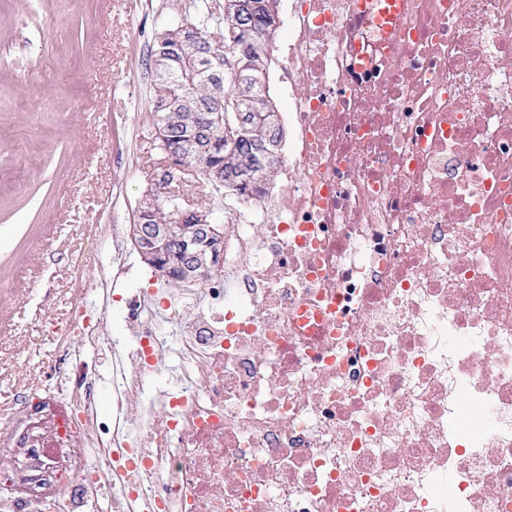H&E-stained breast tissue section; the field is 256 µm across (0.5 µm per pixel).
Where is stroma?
<instances>
[{
    "label": "stroma",
    "mask_w": 512,
    "mask_h": 512,
    "mask_svg": "<svg viewBox=\"0 0 512 512\" xmlns=\"http://www.w3.org/2000/svg\"><path fill=\"white\" fill-rule=\"evenodd\" d=\"M190 0H0V458L35 397L74 408L56 371L72 324L117 332L171 285L128 238L162 155L148 56Z\"/></svg>",
    "instance_id": "35a3bbf8"
}]
</instances>
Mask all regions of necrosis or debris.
Returning <instances> with one entry per match:
<instances>
[{
	"label": "necrosis or debris",
	"mask_w": 512,
	"mask_h": 512,
	"mask_svg": "<svg viewBox=\"0 0 512 512\" xmlns=\"http://www.w3.org/2000/svg\"><path fill=\"white\" fill-rule=\"evenodd\" d=\"M286 0L288 130L224 269L138 301L28 512H512V0ZM81 358L88 362L89 371L96 375L101 413L112 419V365L110 361L91 352H84Z\"/></svg>",
	"instance_id": "obj_1"
}]
</instances>
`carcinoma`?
Wrapping results in <instances>:
<instances>
[{"label":"carcinoma","instance_id":"1","mask_svg":"<svg viewBox=\"0 0 512 512\" xmlns=\"http://www.w3.org/2000/svg\"><path fill=\"white\" fill-rule=\"evenodd\" d=\"M278 0H192L195 30L178 23L163 31L150 53L153 124L168 117L167 144L187 165L195 182L210 184L206 167L224 163V199L260 194L270 185L283 138L281 106L271 91L273 35ZM193 41L184 55L182 37ZM238 115V134L224 139V156L204 159L181 148L186 132L208 128L217 106Z\"/></svg>","mask_w":512,"mask_h":512}]
</instances>
